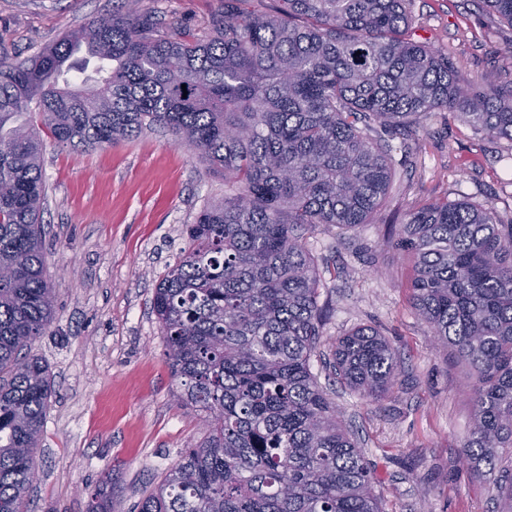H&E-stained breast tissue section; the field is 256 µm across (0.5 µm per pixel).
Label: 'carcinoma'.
<instances>
[{
  "label": "carcinoma",
  "mask_w": 512,
  "mask_h": 512,
  "mask_svg": "<svg viewBox=\"0 0 512 512\" xmlns=\"http://www.w3.org/2000/svg\"><path fill=\"white\" fill-rule=\"evenodd\" d=\"M224 0L209 34L156 29L145 0L64 32L36 55L0 60V512H28L52 375L31 354L55 318L42 226L43 136L117 145L169 132L224 176V200L188 226L189 246L156 285L178 400L206 436L141 499L138 512H383L363 451L311 370L325 309L304 237L321 224L376 223L395 176L379 127L416 134L432 112L512 141V87L461 80L412 38L406 0ZM512 26V0H487ZM105 61L94 84L64 74ZM35 105L36 121L20 116ZM387 246L413 264L412 307L468 371L473 418L462 457L497 467L512 512V224L466 200L407 214ZM397 351L359 326L333 369L380 399ZM107 474L87 512H112Z\"/></svg>",
  "instance_id": "1"
}]
</instances>
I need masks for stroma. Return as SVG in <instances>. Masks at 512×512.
<instances>
[{
    "label": "stroma",
    "mask_w": 512,
    "mask_h": 512,
    "mask_svg": "<svg viewBox=\"0 0 512 512\" xmlns=\"http://www.w3.org/2000/svg\"><path fill=\"white\" fill-rule=\"evenodd\" d=\"M116 0H0V59L29 58L62 32L108 15ZM162 26L202 37L220 0H152ZM415 41L448 56L457 75L483 87L512 84V27L485 0H409ZM423 146L396 155L387 221L342 232L323 224L307 239L330 305L311 369L372 463L385 512H498L494 472L462 461L471 423L464 367L432 346L413 312L412 264L384 247L406 213L439 199L490 207L512 222V141L435 112ZM43 223L56 314L32 345L54 394L30 512H86L105 474L122 488L115 512L138 502L206 430L180 406L151 300L188 244L186 227L224 197L209 172L162 130L111 147L72 149L47 140ZM380 330L401 358L392 391L370 401L341 385L327 363L337 337Z\"/></svg>",
    "instance_id": "stroma-1"
}]
</instances>
